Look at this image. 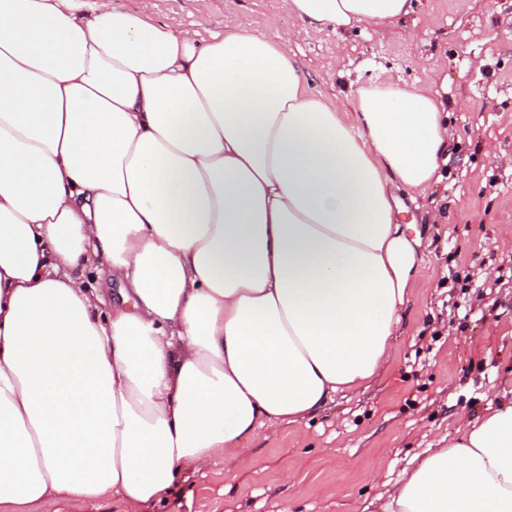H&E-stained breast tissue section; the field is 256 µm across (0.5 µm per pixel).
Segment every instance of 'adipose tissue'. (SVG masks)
<instances>
[{
	"label": "adipose tissue",
	"instance_id": "obj_1",
	"mask_svg": "<svg viewBox=\"0 0 512 512\" xmlns=\"http://www.w3.org/2000/svg\"><path fill=\"white\" fill-rule=\"evenodd\" d=\"M386 26L412 0H289ZM344 112L234 14L176 30L112 0H0V512L166 499L254 464L263 428L368 386L429 245L401 188L442 179L434 86ZM96 268L119 284L83 285ZM379 512H512V399L463 420Z\"/></svg>",
	"mask_w": 512,
	"mask_h": 512
}]
</instances>
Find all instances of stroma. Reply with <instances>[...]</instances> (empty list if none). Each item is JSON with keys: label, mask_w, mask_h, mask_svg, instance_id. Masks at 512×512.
Segmentation results:
<instances>
[{"label": "stroma", "mask_w": 512, "mask_h": 512, "mask_svg": "<svg viewBox=\"0 0 512 512\" xmlns=\"http://www.w3.org/2000/svg\"><path fill=\"white\" fill-rule=\"evenodd\" d=\"M232 13L284 41L311 89L336 103L359 86L438 78L454 134L442 181L401 214L433 240L381 376L312 418L261 430L255 467L185 465L167 501L144 512H357L419 467L460 418L512 392V0H413L393 26L312 29L287 0H155L173 27Z\"/></svg>", "instance_id": "stroma-1"}]
</instances>
